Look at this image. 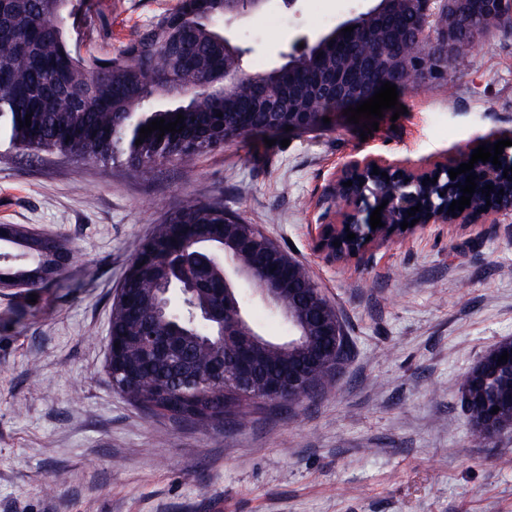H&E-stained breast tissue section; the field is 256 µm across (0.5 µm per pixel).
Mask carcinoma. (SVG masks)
Segmentation results:
<instances>
[{
    "label": "carcinoma",
    "instance_id": "obj_1",
    "mask_svg": "<svg viewBox=\"0 0 512 512\" xmlns=\"http://www.w3.org/2000/svg\"><path fill=\"white\" fill-rule=\"evenodd\" d=\"M448 0H440L434 17L424 18L414 0H375L356 17L338 24L315 43L286 54L278 68L251 70L244 50L219 31L224 0H180L135 33L124 48L109 58H86L69 42L66 23L93 24L90 0H0V138L25 154L58 152L83 161H122L143 174L165 161L181 166L182 178L194 175L195 159L224 143L257 132L299 130L322 123L328 112L351 106L345 95L323 85L339 74L360 81L372 96L389 82L416 90L404 53L408 34L429 29L435 40L448 28ZM347 26L354 27L344 32ZM418 53L430 67L449 78L461 74L452 54ZM279 100V112L254 105L257 92ZM223 116H217V113ZM184 116L181 132L159 131L136 144L140 129L154 119L173 122ZM31 126H20L25 115ZM20 252H0V278L5 287L39 288L47 283L34 273L42 253L37 242L72 251L60 238L37 236L19 224H6ZM255 239L260 252L273 251L288 268L280 285L283 305L307 311L302 347L271 351L259 362L264 377L275 378L286 366L304 365L311 350L325 352L318 375L302 393L289 391L282 404L297 405L322 390L340 374L353 348L345 333L322 336L316 310L337 311L306 269L256 225L224 211L220 200L193 202L175 211L140 246L112 304L109 335L123 340L124 361L136 367V381L115 369L112 383L121 396L152 416L198 427L234 424L243 406L254 400L245 388L231 382L218 395L199 374L221 360L229 369L235 350L224 345V325L200 314L215 304L224 287V259L238 255L242 242ZM130 301L123 302V296ZM149 327L155 335L180 348L176 360L145 356L137 330ZM462 403L471 422L484 419L487 400L498 402L512 393V366L498 363L489 350L466 374Z\"/></svg>",
    "mask_w": 512,
    "mask_h": 512
}]
</instances>
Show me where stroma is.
<instances>
[{
    "instance_id": "1",
    "label": "stroma",
    "mask_w": 512,
    "mask_h": 512,
    "mask_svg": "<svg viewBox=\"0 0 512 512\" xmlns=\"http://www.w3.org/2000/svg\"><path fill=\"white\" fill-rule=\"evenodd\" d=\"M177 0H96L82 50L106 58ZM373 0H282L224 30L270 69ZM406 108L361 138L343 113L200 155L192 180L166 162H118L0 142V224L67 239L46 287H0V512H512V428L486 440L461 405L466 373L512 338V208L485 224H431L340 261L336 177L377 158L419 168L512 130V29L462 76L399 92ZM218 197L293 253L338 311L354 353L314 399L247 407L242 424L149 417L112 388L111 306L140 243L166 215Z\"/></svg>"
}]
</instances>
